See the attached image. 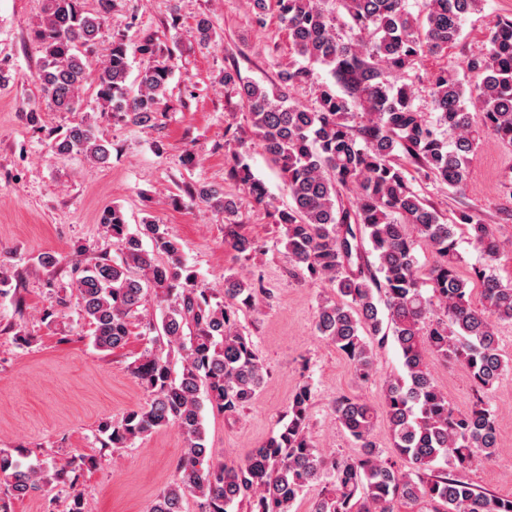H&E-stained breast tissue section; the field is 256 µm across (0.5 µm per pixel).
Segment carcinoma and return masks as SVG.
I'll list each match as a JSON object with an SVG mask.
<instances>
[{
	"label": "carcinoma",
	"instance_id": "obj_1",
	"mask_svg": "<svg viewBox=\"0 0 512 512\" xmlns=\"http://www.w3.org/2000/svg\"><path fill=\"white\" fill-rule=\"evenodd\" d=\"M340 2L342 16L325 8L327 0H250L259 23L267 11H276L300 60L269 88L235 67L224 69L220 81L245 101L251 132L291 199L275 218L289 273L321 282L333 293L318 308L317 332L347 359L360 382L373 379L375 350L390 338L403 372L384 381L380 409L359 396H336V419L358 447L354 455L328 457L313 444L308 433L313 393L304 381L277 434L238 463L215 458L206 444L203 401L234 416L256 398L264 366L252 337L240 329L239 313L263 301V289L230 273L224 276V300H214L165 225L144 218L133 231L122 207H104L98 224L120 258L74 264L70 283L44 308L42 320L53 325L72 297L80 319L92 328L94 347L114 351L127 344L132 318L146 298L159 304L160 321L148 326L152 348L131 366L149 402L98 429L101 446L113 450L170 425L180 429L186 446L178 479L150 512H182L188 495L199 500L200 512H291L315 484L321 490L309 512H396L403 501L422 502L429 512H512V497L479 489L469 479L473 467L498 450L496 412L482 393L508 369L498 325L512 323V282L505 284L492 272L501 243L493 225L476 214H460L458 224L444 222L413 189L396 154L402 149L424 178L459 188L484 134L512 147V20L490 23L489 48L463 63L469 80L447 68L432 75L437 117L431 123L401 78L428 58L448 53L482 0H424L416 15L408 0ZM111 9L112 0H97L93 11L84 0H44L30 37L40 48L36 79L52 111L80 110V92L92 75L86 54ZM137 51L144 63L134 83L121 38L112 40L92 76L102 111L144 126L159 114L173 65L151 36ZM316 64L329 69L330 79L316 80ZM308 85L315 92L311 107L291 97L292 90ZM357 111L365 115L358 123ZM48 150L94 164L110 157L95 126L85 120L53 134ZM232 159L230 176L255 204H267L268 190L252 171L249 150L234 151ZM187 194L196 205L226 215L238 212L236 200L220 188L192 185ZM462 225L485 260L466 274L457 239ZM364 242L374 258L367 264ZM420 242L432 256L425 271L415 255ZM224 244L239 259L256 251L255 240L234 223L224 225ZM174 353L182 359L179 373L172 367ZM432 361L465 368L474 388L468 410L450 404L432 376ZM381 414L406 469L374 439ZM95 464L91 456L73 454L48 474L0 449V474L7 480L0 512H8L9 499L53 483L73 487L79 473Z\"/></svg>",
	"mask_w": 512,
	"mask_h": 512
}]
</instances>
